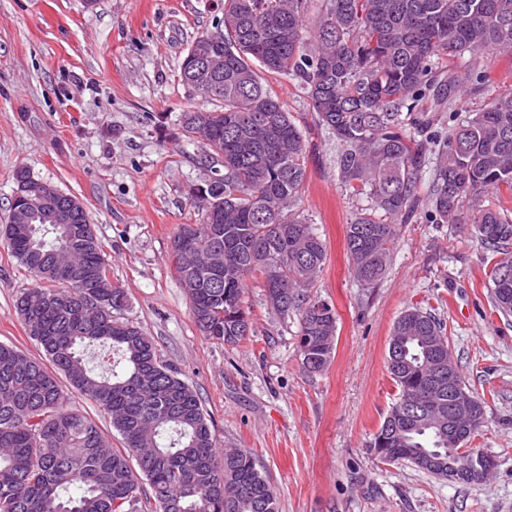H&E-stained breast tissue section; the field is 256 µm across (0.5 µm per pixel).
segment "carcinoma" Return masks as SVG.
<instances>
[{"mask_svg": "<svg viewBox=\"0 0 512 512\" xmlns=\"http://www.w3.org/2000/svg\"><path fill=\"white\" fill-rule=\"evenodd\" d=\"M308 0H222L224 41L195 48L220 54L213 92L199 109L207 157L224 171L190 188L201 220L182 224L172 264L207 339L236 345L251 332L247 277L282 318L299 317L301 365L324 370L336 349L333 304L312 293L327 259L312 224L293 211L306 179L304 135L266 73L292 78L319 125L336 138L340 183L368 205L347 225L351 273L366 288L385 274L396 222L425 205L428 224H469L499 255L490 271L493 306L512 314V216L481 205L490 191L512 192V93L461 118L453 102L481 83L480 56L512 55V0H322L309 26ZM449 113L451 125L438 113ZM432 171L421 192L425 170ZM15 205L37 188L15 171ZM385 218H376L377 212ZM72 235L39 218L3 224L0 237L35 284L17 298L26 332L48 362L0 344V512H278L276 494L241 449L218 451L201 401L163 363L140 327L116 316L127 304L86 209ZM388 369L399 389L370 447L383 462L408 461L445 476L455 448L448 408L467 388L448 366L443 323L419 307L394 323ZM112 354L101 371L87 349ZM90 398L124 448L112 447L94 419L71 407L58 381ZM471 434L485 416L474 396Z\"/></svg>", "mask_w": 512, "mask_h": 512, "instance_id": "1", "label": "carcinoma"}]
</instances>
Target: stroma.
I'll use <instances>...</instances> for the list:
<instances>
[{"label":"stroma","mask_w":512,"mask_h":512,"mask_svg":"<svg viewBox=\"0 0 512 512\" xmlns=\"http://www.w3.org/2000/svg\"><path fill=\"white\" fill-rule=\"evenodd\" d=\"M221 16L215 0H0V225L21 166L84 203L112 281L127 294L121 317L194 386L217 448L251 452L279 512H512V315L492 304L495 258L470 225L429 224L419 214L398 224L382 280L362 287L345 232L364 203L340 184L337 142L317 126L297 81L268 79L304 134L307 178L296 208L327 245L315 290L336 309L335 356L324 371L305 372L298 318L272 314L256 278L244 293L252 334L224 346L198 331L170 251L179 225L200 219L189 189L211 166L202 142L183 135L181 115L200 100L178 74ZM486 64L456 111L512 92V57L493 54ZM32 284L0 240V344L37 358L43 351L14 309ZM411 306L443 323L455 364L486 403L468 442L495 460L484 481L385 463L370 448L399 394L388 344Z\"/></svg>","instance_id":"35a3bbf8"}]
</instances>
